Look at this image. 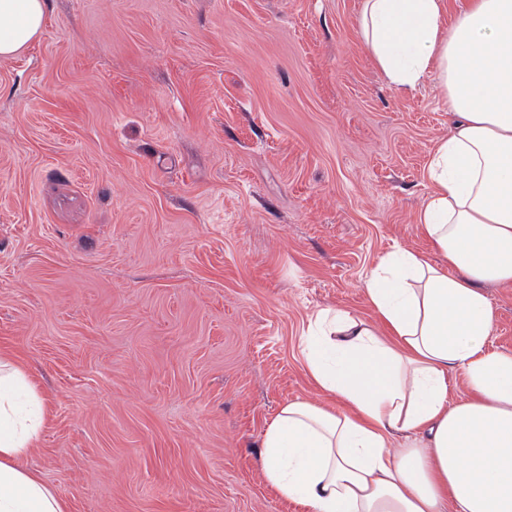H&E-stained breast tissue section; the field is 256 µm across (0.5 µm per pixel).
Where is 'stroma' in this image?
I'll use <instances>...</instances> for the list:
<instances>
[{
	"label": "stroma",
	"mask_w": 512,
	"mask_h": 512,
	"mask_svg": "<svg viewBox=\"0 0 512 512\" xmlns=\"http://www.w3.org/2000/svg\"><path fill=\"white\" fill-rule=\"evenodd\" d=\"M363 0H48L0 61V349L50 414L29 464L70 512H306L262 475L319 312L431 255L436 75L391 88ZM489 349L512 354V287Z\"/></svg>",
	"instance_id": "stroma-1"
}]
</instances>
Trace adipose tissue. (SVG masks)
<instances>
[{
	"label": "adipose tissue",
	"mask_w": 512,
	"mask_h": 512,
	"mask_svg": "<svg viewBox=\"0 0 512 512\" xmlns=\"http://www.w3.org/2000/svg\"><path fill=\"white\" fill-rule=\"evenodd\" d=\"M47 0H0V59L37 39ZM363 0L360 27L398 93L437 74L458 122L429 166L420 216L439 262L383 256L363 280L378 321L324 311L304 357L321 392L266 426L269 488L307 512H512V355L485 346L484 289L512 286V0ZM465 395L449 399L452 376ZM32 382L0 350V512H68L26 466L44 425ZM410 447L390 451L396 437Z\"/></svg>",
	"instance_id": "obj_1"
}]
</instances>
